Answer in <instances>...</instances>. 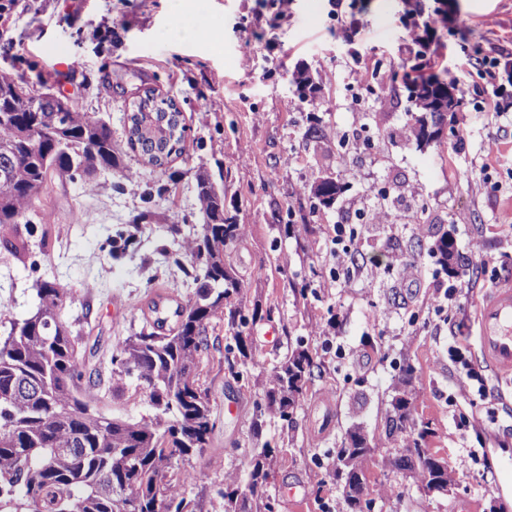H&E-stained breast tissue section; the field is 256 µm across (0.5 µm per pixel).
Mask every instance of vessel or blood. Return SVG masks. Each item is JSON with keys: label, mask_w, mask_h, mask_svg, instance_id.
I'll list each match as a JSON object with an SVG mask.
<instances>
[{"label": "vessel or blood", "mask_w": 512, "mask_h": 512, "mask_svg": "<svg viewBox=\"0 0 512 512\" xmlns=\"http://www.w3.org/2000/svg\"><path fill=\"white\" fill-rule=\"evenodd\" d=\"M478 359L495 389L512 387V277L503 276L477 306Z\"/></svg>", "instance_id": "obj_1"}]
</instances>
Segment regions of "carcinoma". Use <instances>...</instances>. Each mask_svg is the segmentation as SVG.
I'll use <instances>...</instances> for the list:
<instances>
[{
    "mask_svg": "<svg viewBox=\"0 0 512 512\" xmlns=\"http://www.w3.org/2000/svg\"><path fill=\"white\" fill-rule=\"evenodd\" d=\"M448 79L418 73L411 85L414 110L407 123L410 137L423 145L426 109L442 120L461 98L442 93ZM26 80L0 72V248L19 259L29 253L18 224L34 230L36 202L53 176L90 178L117 166L119 149L100 118L74 108L62 111L52 97L38 100ZM152 114L129 116L127 144L140 150L147 164L162 167L183 152L186 125L182 112L168 99L155 98ZM55 126L64 144L39 142L42 130ZM197 199L204 217L195 235L196 262L186 270L194 288L190 304L177 312L176 325L161 332L165 320L146 321L112 352V373L135 379L148 391L152 415L138 421L106 418L97 413L84 389L82 340L77 321L62 318L70 289L56 278L33 283L38 304L10 323L0 337V512H195L191 502L167 480L174 460L209 447L214 429L212 407L201 389L197 357L207 325L224 317L233 343L225 359L234 375L252 364V347L243 328L262 317L263 309L243 305L245 285L226 263V252L242 232L235 216L219 213L215 192H224V175L198 169ZM436 263L454 278L459 273L453 239L444 234L429 247ZM315 363L299 339L274 366L263 389L264 409L288 423L307 390ZM401 380L384 415L386 440L407 454L394 460L411 469L417 455L422 479L443 477L438 458L427 448L429 423L414 418L411 385L415 367L400 368ZM374 438L360 427L345 433L336 449V465L375 452ZM275 449L265 442L255 449L247 486L224 483V512H279L278 500L265 488L275 476Z\"/></svg>",
    "mask_w": 512,
    "mask_h": 512,
    "instance_id": "carcinoma-1",
    "label": "carcinoma"
}]
</instances>
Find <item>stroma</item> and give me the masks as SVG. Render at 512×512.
<instances>
[{"label":"stroma","instance_id":"1","mask_svg":"<svg viewBox=\"0 0 512 512\" xmlns=\"http://www.w3.org/2000/svg\"><path fill=\"white\" fill-rule=\"evenodd\" d=\"M168 4L30 0L0 26L11 41L0 71L25 74L34 91L95 114L121 146L117 167L94 180H52L37 204L45 252L21 261L0 253V276L12 279L0 288V329L36 306L34 280L56 277L72 290L63 318L82 321L86 376H110L114 347L153 305L172 311L191 301L183 268L193 261L190 228L203 222L194 175L201 166L223 170L224 207L243 226L226 261L248 301L270 314L245 330L253 364L240 379L224 359L231 338L223 319L210 322L198 374L215 429L209 447L178 460L169 480L197 512H222L225 479L246 480L255 448L268 441L277 459L266 491L279 498V512H346L333 476L337 443L355 423L381 432L408 361L414 415L430 423L429 450L457 487L425 495L419 479L393 467L399 449L381 448L370 466V512H455L463 500L473 512H512L506 402L480 397L448 354L456 343L475 352L477 302L512 271V80L503 68L512 62V0H344L338 11L329 0H186L183 21L221 33L218 48L161 37L172 22ZM425 15L436 16L433 28L423 26ZM245 38L257 46L248 62L239 53ZM73 60L80 68H70ZM417 63L455 82L465 139L421 147L407 137L402 78ZM486 65L494 84L482 76ZM301 68L319 87L310 103L298 99ZM147 90L174 100L188 128L182 154L160 168L125 145L129 105ZM311 112L323 138L305 135ZM326 175L346 190L332 208L311 211L309 189ZM143 210L152 223L132 226ZM174 224L180 235L170 233ZM126 229L136 244L112 257L115 233ZM447 231L474 267L446 317L439 306L454 283L423 246ZM413 237L421 247L410 246ZM306 279L316 290L308 298L299 292ZM271 329L274 344L264 338ZM291 339L304 340L321 371L293 422L267 414L253 431L258 376ZM89 391L104 416L152 413L147 390L129 379ZM231 404L242 420L230 417ZM386 486L402 496H383Z\"/></svg>","mask_w":512,"mask_h":512}]
</instances>
